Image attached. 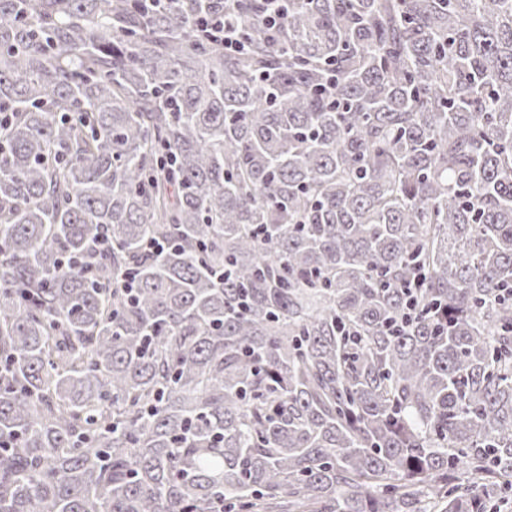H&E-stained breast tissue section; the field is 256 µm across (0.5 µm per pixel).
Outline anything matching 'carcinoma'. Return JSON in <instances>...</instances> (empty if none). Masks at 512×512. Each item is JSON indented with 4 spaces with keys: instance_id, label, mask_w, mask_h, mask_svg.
Here are the masks:
<instances>
[{
    "instance_id": "obj_1",
    "label": "carcinoma",
    "mask_w": 512,
    "mask_h": 512,
    "mask_svg": "<svg viewBox=\"0 0 512 512\" xmlns=\"http://www.w3.org/2000/svg\"><path fill=\"white\" fill-rule=\"evenodd\" d=\"M1 112L0 512L512 493V0H0ZM197 23L209 39L224 45V50L236 51L243 48L238 26L232 18L226 15H205L198 18Z\"/></svg>"
}]
</instances>
